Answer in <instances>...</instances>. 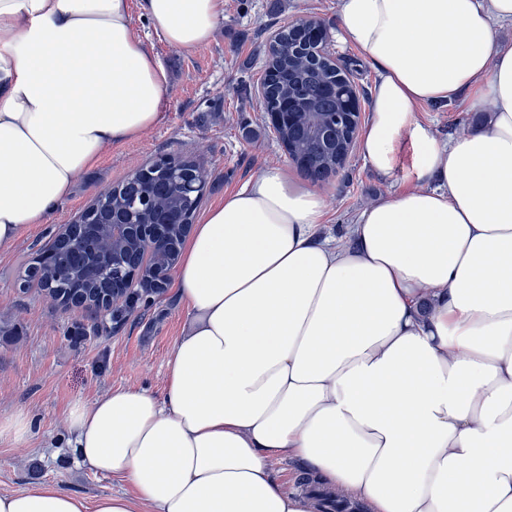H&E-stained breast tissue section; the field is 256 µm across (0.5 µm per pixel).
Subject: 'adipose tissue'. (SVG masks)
<instances>
[{
    "label": "adipose tissue",
    "mask_w": 512,
    "mask_h": 512,
    "mask_svg": "<svg viewBox=\"0 0 512 512\" xmlns=\"http://www.w3.org/2000/svg\"><path fill=\"white\" fill-rule=\"evenodd\" d=\"M192 51L220 0H142ZM339 36L375 70L361 152L416 186L316 237L325 203L269 167L211 207L175 286L188 321L162 396L75 402L80 462L129 484L94 500L57 484L0 512H317L288 461L366 512H512V0H339ZM167 74L129 0H0V249L44 223L105 151L161 119ZM427 104L480 108L440 142Z\"/></svg>",
    "instance_id": "obj_1"
}]
</instances>
